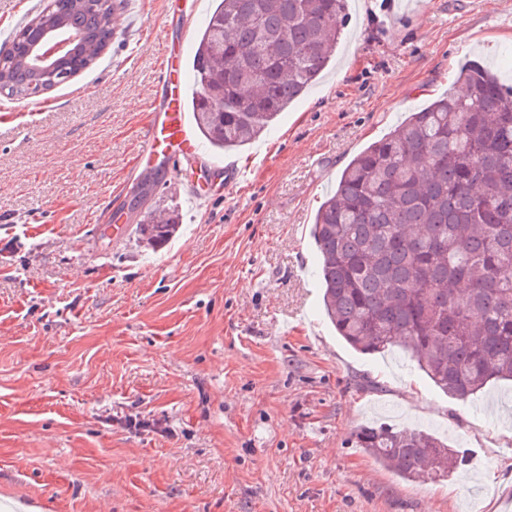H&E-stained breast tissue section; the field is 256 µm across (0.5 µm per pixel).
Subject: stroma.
Here are the masks:
<instances>
[{
  "instance_id": "stroma-1",
  "label": "stroma",
  "mask_w": 512,
  "mask_h": 512,
  "mask_svg": "<svg viewBox=\"0 0 512 512\" xmlns=\"http://www.w3.org/2000/svg\"><path fill=\"white\" fill-rule=\"evenodd\" d=\"M129 2L91 69L0 92V512H512V383L463 402L401 349L355 352L322 313L310 235L346 165L463 62L512 81V0H395L375 19L349 0L335 59L263 137L167 178L132 169L162 46H195L216 0ZM233 160L252 173L228 190ZM174 205L176 237L141 246L146 212ZM375 423L467 464L404 480L355 447Z\"/></svg>"
}]
</instances>
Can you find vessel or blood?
I'll use <instances>...</instances> for the list:
<instances>
[{"instance_id":"b4317fda","label":"vessel or blood","mask_w":512,"mask_h":512,"mask_svg":"<svg viewBox=\"0 0 512 512\" xmlns=\"http://www.w3.org/2000/svg\"><path fill=\"white\" fill-rule=\"evenodd\" d=\"M158 84L160 94L147 116L135 166L144 174L172 175L180 161L201 153L184 109L186 83L182 45L165 47Z\"/></svg>"}]
</instances>
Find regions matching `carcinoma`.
<instances>
[{"mask_svg":"<svg viewBox=\"0 0 512 512\" xmlns=\"http://www.w3.org/2000/svg\"><path fill=\"white\" fill-rule=\"evenodd\" d=\"M128 0L84 6L47 0L64 28L83 33L46 76L28 66L37 17L0 47V91L28 96L91 68L116 32L103 15ZM347 0H221L201 31L191 107L201 138L218 151L254 140L309 90L336 51ZM448 91L371 143L342 171L318 208L323 310L353 349L398 346L456 399L512 381V84L476 61ZM174 208L139 227L163 245ZM356 447L402 478L435 481L465 453L424 431L365 425Z\"/></svg>","mask_w":512,"mask_h":512,"instance_id":"carcinoma-1","label":"carcinoma"}]
</instances>
